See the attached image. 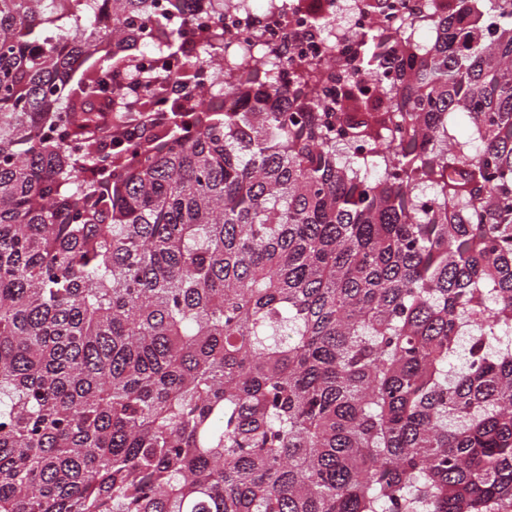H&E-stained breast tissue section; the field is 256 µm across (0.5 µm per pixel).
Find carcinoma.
<instances>
[{"label":"carcinoma","mask_w":512,"mask_h":512,"mask_svg":"<svg viewBox=\"0 0 512 512\" xmlns=\"http://www.w3.org/2000/svg\"><path fill=\"white\" fill-rule=\"evenodd\" d=\"M190 2L0 0V512H512V0ZM248 3L243 0L224 8V27L232 32L236 43L248 44L259 34L261 43L280 59L298 55L323 60L330 55L328 41L310 32L304 18L291 13L285 1L274 0L264 8L265 0H253L259 11ZM337 15L341 23L335 31L332 56L336 59L329 65V70H336L349 57V53L354 46V34L367 29L379 22V17L367 14L359 1L355 0H336Z\"/></svg>","instance_id":"cac0c4a2"}]
</instances>
